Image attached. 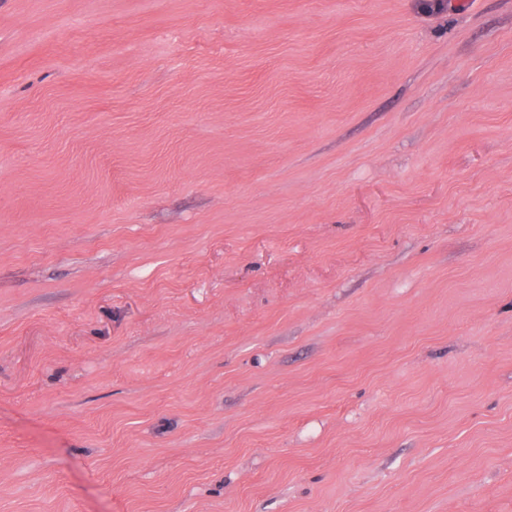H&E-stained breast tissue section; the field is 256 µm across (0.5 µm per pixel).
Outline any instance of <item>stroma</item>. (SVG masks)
Instances as JSON below:
<instances>
[{
	"instance_id": "1",
	"label": "stroma",
	"mask_w": 512,
	"mask_h": 512,
	"mask_svg": "<svg viewBox=\"0 0 512 512\" xmlns=\"http://www.w3.org/2000/svg\"><path fill=\"white\" fill-rule=\"evenodd\" d=\"M0 512H512V0H0Z\"/></svg>"
}]
</instances>
